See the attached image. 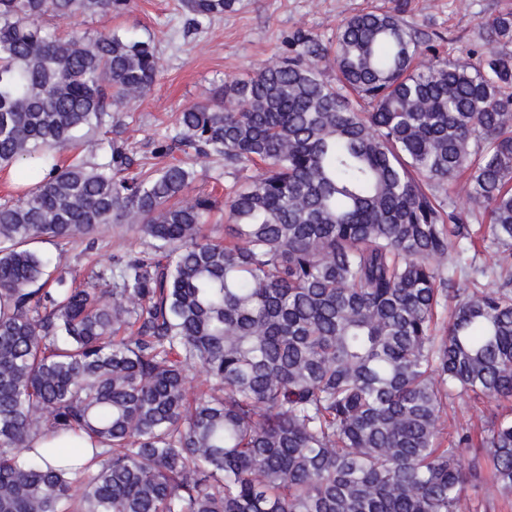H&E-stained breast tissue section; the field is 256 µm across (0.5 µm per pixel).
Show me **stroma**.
I'll return each instance as SVG.
<instances>
[{"instance_id": "1", "label": "stroma", "mask_w": 512, "mask_h": 512, "mask_svg": "<svg viewBox=\"0 0 512 512\" xmlns=\"http://www.w3.org/2000/svg\"><path fill=\"white\" fill-rule=\"evenodd\" d=\"M467 3L463 9L458 0H236L223 17L197 26L179 0H132L128 11L86 18L84 26L133 33L152 40L156 47L159 77L153 90L108 129L109 138L123 143L134 163L143 164L151 162L158 143L174 135L179 112L203 101L224 79L252 75L262 62L287 52L298 32L328 43L346 18L396 8L409 25L441 36L443 49L452 54L459 46L481 43L482 18L512 12V0ZM146 248L138 229L116 224L94 248H87L82 240L69 244L66 259L83 274L91 266H107ZM497 410V402L490 399L456 400L443 418L445 442L455 440L464 428L481 434Z\"/></svg>"}]
</instances>
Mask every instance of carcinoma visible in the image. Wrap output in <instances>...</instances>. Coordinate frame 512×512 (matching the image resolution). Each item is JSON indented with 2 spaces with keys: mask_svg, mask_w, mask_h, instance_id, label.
<instances>
[{
  "mask_svg": "<svg viewBox=\"0 0 512 512\" xmlns=\"http://www.w3.org/2000/svg\"><path fill=\"white\" fill-rule=\"evenodd\" d=\"M0 0V512H472L512 496V413L441 441L448 400H512V13L441 54L398 11L227 79L179 113L193 163L129 174L102 135L153 43ZM234 0H182L201 25ZM72 26L64 37L41 24ZM335 73V79L326 71ZM79 144L82 159L60 161ZM224 159V199L189 197ZM225 211L224 240L204 224ZM486 223L494 268L448 263ZM131 224L148 249L76 284L32 247ZM493 287L459 294L457 273ZM192 371L204 376L189 397ZM87 436L73 478L43 440Z\"/></svg>",
  "mask_w": 512,
  "mask_h": 512,
  "instance_id": "cac0c4a2",
  "label": "carcinoma"
}]
</instances>
